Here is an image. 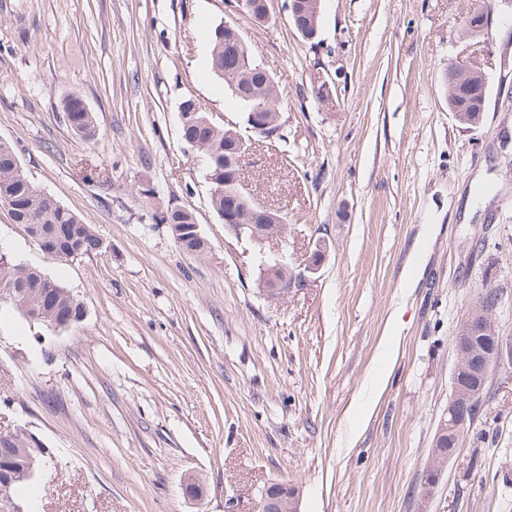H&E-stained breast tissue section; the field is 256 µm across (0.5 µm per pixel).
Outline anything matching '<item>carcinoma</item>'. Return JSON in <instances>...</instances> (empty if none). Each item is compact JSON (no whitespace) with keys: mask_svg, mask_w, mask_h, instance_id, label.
Segmentation results:
<instances>
[{"mask_svg":"<svg viewBox=\"0 0 512 512\" xmlns=\"http://www.w3.org/2000/svg\"><path fill=\"white\" fill-rule=\"evenodd\" d=\"M211 46L210 68L215 76L222 79L231 96L246 112H251L263 102H268L266 111L279 112L282 96L278 82L267 73L251 56L247 48L239 46L224 36V24L219 23L209 32ZM252 92L249 97L237 93L240 86ZM67 123L77 135L91 139L96 135L94 114L83 105V99H66L63 103ZM180 112L185 116L181 124V137L184 143H192L204 149L207 160V177L211 183V205L218 214L224 212V201L241 181L237 154L224 144V129L207 121L208 114L198 110L192 99L180 104ZM20 160L14 149L0 143V205L9 209L15 223L25 227L28 235L39 244H45L54 256L65 257L78 252L91 255L102 248V241L93 225L63 207L56 199L38 191L25 174L19 173ZM160 224H193V213L182 207L173 206L155 215ZM12 296V306L16 309H35L43 313L41 323L53 326V322L63 318L71 324L85 320L86 312L75 296L61 284L34 267L25 270L12 258L0 260V297ZM488 393L482 394L469 403L460 404V409L468 412V424H473ZM8 444L13 458L23 463L36 459L38 444L33 439L16 434L10 439L0 438V446ZM38 466L33 471L21 469L14 472L9 486L0 484V499L17 498L29 484L36 481Z\"/></svg>","mask_w":512,"mask_h":512,"instance_id":"cac0c4a2","label":"carcinoma"}]
</instances>
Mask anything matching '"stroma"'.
<instances>
[{"mask_svg": "<svg viewBox=\"0 0 512 512\" xmlns=\"http://www.w3.org/2000/svg\"><path fill=\"white\" fill-rule=\"evenodd\" d=\"M474 2L322 0L307 41L287 0L261 23L235 0H0V142L103 241L53 260L0 207V247L86 309L52 329L0 304V434L50 455L24 512H257L280 481L301 512H512V367L493 371L460 452L425 487L451 338L482 288H497L492 321L512 341V5L491 0L472 36ZM221 22L283 91L282 137L243 166L288 215L268 249L295 267L329 244L307 286L278 299L181 139L184 99L216 123L240 118L209 65ZM458 62L488 82L474 127L448 110ZM73 95L94 139L64 121ZM171 205L194 212L205 253L155 222Z\"/></svg>", "mask_w": 512, "mask_h": 512, "instance_id": "35a3bbf8", "label": "stroma"}]
</instances>
